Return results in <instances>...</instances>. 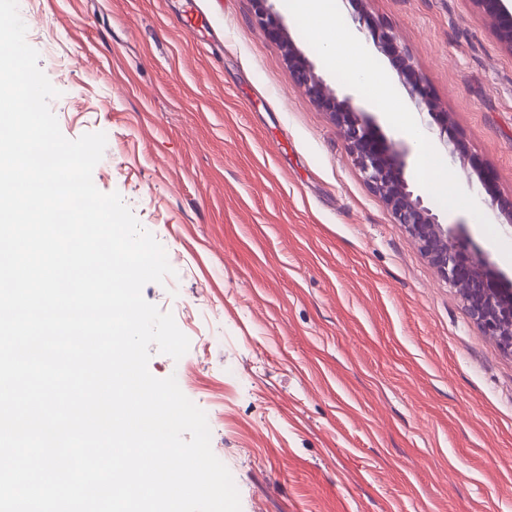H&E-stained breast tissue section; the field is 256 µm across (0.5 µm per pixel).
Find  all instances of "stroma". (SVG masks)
<instances>
[{
    "label": "stroma",
    "mask_w": 512,
    "mask_h": 512,
    "mask_svg": "<svg viewBox=\"0 0 512 512\" xmlns=\"http://www.w3.org/2000/svg\"><path fill=\"white\" fill-rule=\"evenodd\" d=\"M275 10L338 94L409 148L406 176L441 222L512 277V227L455 170L447 197L421 149L384 120L409 99L371 41L386 101L326 69L316 32ZM26 39L59 90L62 134L102 132L92 179L119 193L173 276L144 298L189 338L180 359L241 512H512V355L473 322L344 140L294 80L251 0H18ZM411 51L454 135L512 195V54L471 0H344Z\"/></svg>",
    "instance_id": "stroma-1"
}]
</instances>
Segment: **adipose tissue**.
I'll list each match as a JSON object with an SVG mask.
<instances>
[{"mask_svg":"<svg viewBox=\"0 0 512 512\" xmlns=\"http://www.w3.org/2000/svg\"><path fill=\"white\" fill-rule=\"evenodd\" d=\"M339 0H290V12L299 22L317 28V41L322 49L325 63L335 67L338 52L343 48L357 49L359 43L352 31L333 32L331 23L339 13Z\"/></svg>","mask_w":512,"mask_h":512,"instance_id":"obj_1","label":"adipose tissue"}]
</instances>
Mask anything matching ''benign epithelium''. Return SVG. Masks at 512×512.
<instances>
[{"label": "benign epithelium", "mask_w": 512, "mask_h": 512, "mask_svg": "<svg viewBox=\"0 0 512 512\" xmlns=\"http://www.w3.org/2000/svg\"><path fill=\"white\" fill-rule=\"evenodd\" d=\"M251 2L259 24L279 41L295 83L328 112L364 180L390 209L394 223L415 240L438 276L458 289L471 318L495 337L503 350L512 354V282H503V274L487 255L467 240L464 225L439 221L438 215L415 192L406 177L408 149L405 144L389 142L376 118L356 104L353 96H340L328 88L314 63L288 35L271 0ZM470 2L512 53V11L504 0ZM370 36L377 52L388 59L416 111L432 118L427 129L436 135L448 161L455 164L464 160L462 142L451 134L448 118L437 112L408 50L386 30L372 29ZM466 183L471 190L480 187L485 191L482 202L496 213L498 223L512 224V197H502L490 190L484 168L470 163Z\"/></svg>", "instance_id": "benign-epithelium-1"}]
</instances>
